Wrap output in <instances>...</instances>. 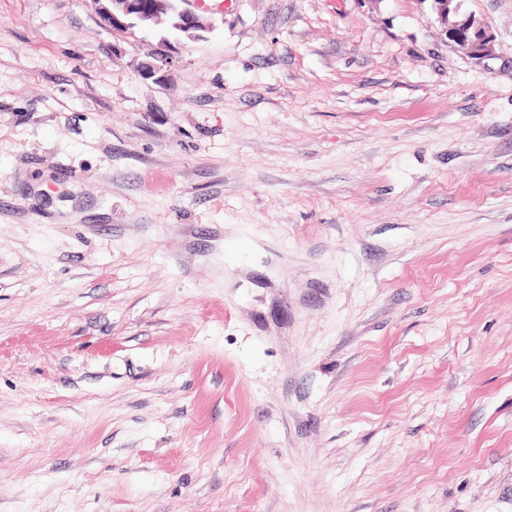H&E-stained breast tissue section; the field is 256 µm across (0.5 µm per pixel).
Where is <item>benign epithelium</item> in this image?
Returning a JSON list of instances; mask_svg holds the SVG:
<instances>
[{
    "label": "benign epithelium",
    "mask_w": 512,
    "mask_h": 512,
    "mask_svg": "<svg viewBox=\"0 0 512 512\" xmlns=\"http://www.w3.org/2000/svg\"><path fill=\"white\" fill-rule=\"evenodd\" d=\"M100 22L112 31L133 35L138 31L160 34L154 61L141 66L144 79L156 83L170 80L176 63L175 40L199 41L214 28L212 19L201 14L192 0H89ZM439 21L444 25L448 44L466 56L481 60L487 56L493 34L473 18L448 23L456 11L455 0H431Z\"/></svg>",
    "instance_id": "1"
}]
</instances>
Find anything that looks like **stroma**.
<instances>
[{"label":"stroma","mask_w":512,"mask_h":512,"mask_svg":"<svg viewBox=\"0 0 512 512\" xmlns=\"http://www.w3.org/2000/svg\"><path fill=\"white\" fill-rule=\"evenodd\" d=\"M224 0L166 83L0 0V512H512V0ZM433 2L439 21L444 25L448 44L463 51L471 59L481 60L487 56L493 41L491 31L474 18L448 24V16L456 11L453 2L459 0H430Z\"/></svg>","instance_id":"stroma-1"}]
</instances>
